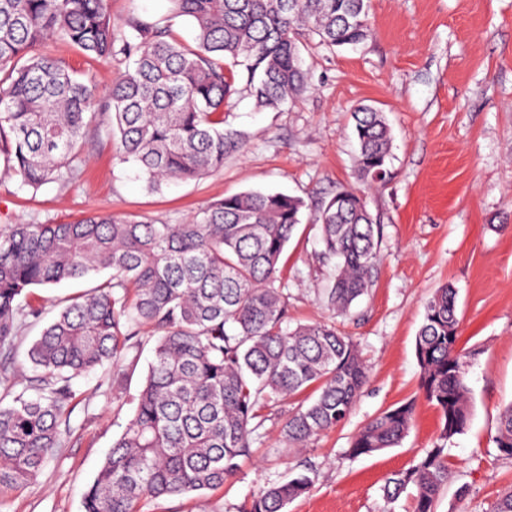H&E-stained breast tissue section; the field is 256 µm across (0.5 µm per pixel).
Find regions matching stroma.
I'll return each mask as SVG.
<instances>
[{
	"label": "stroma",
	"instance_id": "35a3bbf8",
	"mask_svg": "<svg viewBox=\"0 0 512 512\" xmlns=\"http://www.w3.org/2000/svg\"><path fill=\"white\" fill-rule=\"evenodd\" d=\"M369 19V37L354 48L303 37L308 89L282 109L258 108L243 90L231 96L224 117L243 143L217 174L150 190L92 127L78 180L35 191L0 180V225L90 211L178 224L248 190L305 202L281 272L289 317L333 323L352 336L369 382L348 417L306 448L280 446L296 407L283 404L232 481L162 500L152 512H235L259 486L302 463L314 469L315 484L287 512H383L386 477L438 440L439 414L420 389L415 338L425 303L449 282L458 290L459 345L474 354L472 407L467 431L447 444L452 479L437 512H489L512 487V458L494 442L499 412L512 403V0H370ZM362 105L384 112L393 136L391 159L374 181L355 166L351 114ZM343 189L364 195L383 230L369 292L346 317L320 299L331 268L319 257L313 222L321 203ZM149 359L142 351L118 388L108 367L74 380L80 396L62 446L36 479L0 496V512H82L87 486L134 410ZM408 401L415 417L399 446L347 455L362 426Z\"/></svg>",
	"mask_w": 512,
	"mask_h": 512
}]
</instances>
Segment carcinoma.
Returning a JSON list of instances; mask_svg holds the SVG:
<instances>
[{
	"instance_id": "obj_1",
	"label": "carcinoma",
	"mask_w": 512,
	"mask_h": 512,
	"mask_svg": "<svg viewBox=\"0 0 512 512\" xmlns=\"http://www.w3.org/2000/svg\"><path fill=\"white\" fill-rule=\"evenodd\" d=\"M156 20L118 26L107 0H0V172L38 189L80 174L85 130L112 141L149 189L197 180L224 167L241 146L224 127V104L238 80L256 106L276 109L307 89L301 36L328 48L370 34L368 0H168ZM187 18L194 44L171 32ZM68 44L90 59L126 63L104 93L42 50ZM364 176L383 170L391 129L384 113H353ZM305 202L280 192L226 196L181 224L91 212L74 221L0 227V352L19 317L42 315L35 288L90 279L29 350L35 376L12 402L0 396V493L35 479L69 432L78 395L71 381L105 366L121 379L128 354L151 345L135 409L83 498V512H145L162 499L215 490L239 472L265 423L300 398L280 443L303 448L350 414L368 380L358 345L325 322L290 326L281 287L284 251ZM320 257L333 264L322 300L347 315L369 288L380 225L351 189L315 217ZM457 290L436 289L416 336L420 388L439 413V442L386 478L388 505L415 490L414 512H436L448 486L445 442L470 423V352L457 340ZM413 406L387 409L353 437L348 455L398 446ZM495 443L512 458V403L499 413ZM303 467L264 485L236 512H286L314 486Z\"/></svg>"
}]
</instances>
